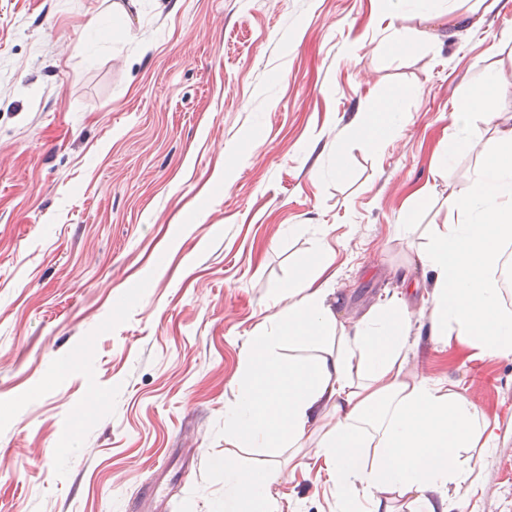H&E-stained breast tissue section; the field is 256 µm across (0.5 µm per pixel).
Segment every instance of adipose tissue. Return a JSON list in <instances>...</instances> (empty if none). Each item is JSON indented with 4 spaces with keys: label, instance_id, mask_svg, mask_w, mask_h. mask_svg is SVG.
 I'll return each instance as SVG.
<instances>
[{
    "label": "adipose tissue",
    "instance_id": "obj_1",
    "mask_svg": "<svg viewBox=\"0 0 512 512\" xmlns=\"http://www.w3.org/2000/svg\"><path fill=\"white\" fill-rule=\"evenodd\" d=\"M499 75L490 73L454 114L463 137L472 111L487 121ZM503 154L460 205L469 220L437 227L420 253L435 275L429 293L432 334L456 339L481 359L512 356V295L502 286V254L512 246V127L498 130ZM335 255L326 248L303 260L277 291L275 314L249 336L244 379L224 411L231 448H262L296 459L311 448L319 472L334 486L336 512H380L384 501L409 498L416 512H454L458 500L483 493L470 451L496 446V425L458 387L409 378L403 363L411 325L403 298L380 300L354 327L339 322L328 301ZM305 350L285 358L283 348ZM270 469L244 470L224 460V512H279Z\"/></svg>",
    "mask_w": 512,
    "mask_h": 512
}]
</instances>
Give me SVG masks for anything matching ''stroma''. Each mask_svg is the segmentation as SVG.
<instances>
[{"label": "stroma", "instance_id": "obj_1", "mask_svg": "<svg viewBox=\"0 0 512 512\" xmlns=\"http://www.w3.org/2000/svg\"><path fill=\"white\" fill-rule=\"evenodd\" d=\"M0 0V512H221L224 458L274 466L282 512H334L287 455L226 448L224 407L277 288L321 244L357 324L407 304L406 373L496 420L461 512H512V358L430 330L416 260L498 144L453 105L507 79L512 0ZM397 98L378 145L362 120ZM426 188V203L415 198Z\"/></svg>", "mask_w": 512, "mask_h": 512}]
</instances>
